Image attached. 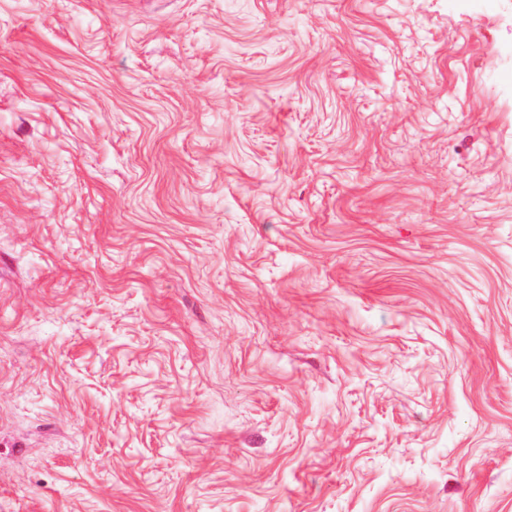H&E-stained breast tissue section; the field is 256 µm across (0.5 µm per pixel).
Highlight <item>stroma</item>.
<instances>
[{
	"mask_svg": "<svg viewBox=\"0 0 512 512\" xmlns=\"http://www.w3.org/2000/svg\"><path fill=\"white\" fill-rule=\"evenodd\" d=\"M0 512H512V0H0Z\"/></svg>",
	"mask_w": 512,
	"mask_h": 512,
	"instance_id": "1",
	"label": "stroma"
}]
</instances>
